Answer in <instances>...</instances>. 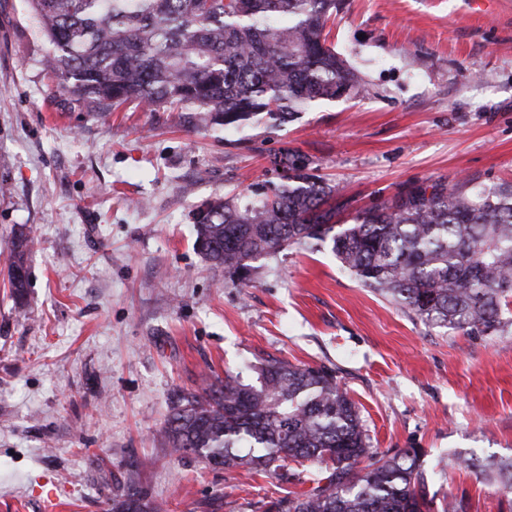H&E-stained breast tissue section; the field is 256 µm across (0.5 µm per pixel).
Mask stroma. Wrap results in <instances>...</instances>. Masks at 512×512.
Returning <instances> with one entry per match:
<instances>
[{
	"label": "stroma",
	"instance_id": "1",
	"mask_svg": "<svg viewBox=\"0 0 512 512\" xmlns=\"http://www.w3.org/2000/svg\"><path fill=\"white\" fill-rule=\"evenodd\" d=\"M336 51L364 96L272 128H195L128 104L100 117L45 72L27 0H0V246L37 244L23 304L0 257V512H111L135 488L167 512H264L278 477L174 454L176 393L274 357L323 366L378 453L422 452L426 492L512 512L458 457L512 459V332L425 325L329 248L292 246L232 283L194 248L204 203L278 183L290 153L335 184L338 217L435 181H512V0H343Z\"/></svg>",
	"mask_w": 512,
	"mask_h": 512
}]
</instances>
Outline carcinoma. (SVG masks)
I'll return each mask as SVG.
<instances>
[{"label":"carcinoma","mask_w":512,"mask_h":512,"mask_svg":"<svg viewBox=\"0 0 512 512\" xmlns=\"http://www.w3.org/2000/svg\"><path fill=\"white\" fill-rule=\"evenodd\" d=\"M50 44L45 67L70 92L109 112L128 101L191 113L195 125L274 126L322 101L364 91L328 45L339 0H29ZM282 183L256 200L216 199L195 217L206 261L246 283L254 262L296 244H326L372 292L429 325L469 336L512 328V182L466 180L412 187L335 224L336 188L284 156ZM35 239L8 241L10 295L23 303ZM170 448L228 472L276 473L288 460L318 468L292 474L265 512H428L420 452L370 447L357 403L332 371L270 358L257 383L225 374L172 401L162 428ZM363 468H358L362 462ZM512 489V460L479 464ZM112 512H163L136 492Z\"/></svg>","instance_id":"cac0c4a2"}]
</instances>
